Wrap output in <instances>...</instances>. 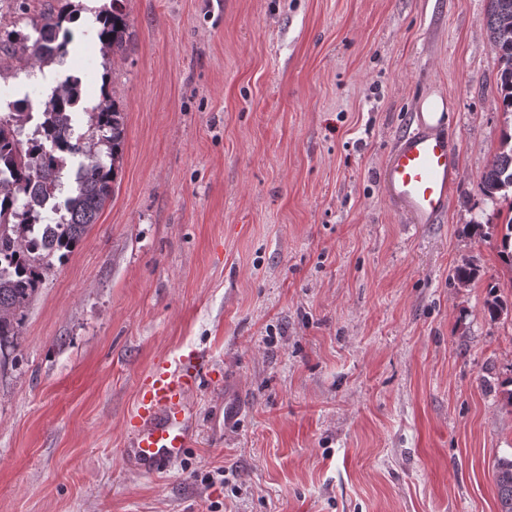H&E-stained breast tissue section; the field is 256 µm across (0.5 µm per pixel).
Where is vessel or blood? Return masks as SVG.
<instances>
[{
	"label": "vessel or blood",
	"instance_id": "obj_1",
	"mask_svg": "<svg viewBox=\"0 0 512 512\" xmlns=\"http://www.w3.org/2000/svg\"><path fill=\"white\" fill-rule=\"evenodd\" d=\"M415 127L396 144L382 170L388 192L405 207L413 223L434 224L448 210L450 191L459 181V154L443 119L414 116ZM210 360L194 350L176 363L156 364L142 379L126 428L123 454L138 471L162 474L194 438L193 413L186 402Z\"/></svg>",
	"mask_w": 512,
	"mask_h": 512
}]
</instances>
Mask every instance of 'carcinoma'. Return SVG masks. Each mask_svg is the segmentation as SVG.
Segmentation results:
<instances>
[{"instance_id": "cac0c4a2", "label": "carcinoma", "mask_w": 512, "mask_h": 512, "mask_svg": "<svg viewBox=\"0 0 512 512\" xmlns=\"http://www.w3.org/2000/svg\"><path fill=\"white\" fill-rule=\"evenodd\" d=\"M78 8L72 0L38 18L31 19L35 37L18 30L0 28V49L32 62L40 68L63 64ZM488 38L499 63V108L512 116V0H489ZM102 28L99 39L117 54L130 39L122 0H110L98 11ZM82 80L69 75L46 102L33 137L20 139L31 113L22 103H8L15 111L0 116V368L6 364L5 350L20 336L22 311L29 298L53 266L52 259L65 260L82 242L88 226L114 193L116 161L125 133V114L119 105L102 99L87 113L91 133L74 137L75 107L81 98ZM82 157L75 174V188L64 193L66 157ZM483 196L493 204H504L507 212L500 224H474L480 236L495 239L501 263L512 271V133L502 135L499 151L480 175ZM52 193L56 202L43 205V195ZM65 210L67 217L45 221L47 211ZM480 276L477 266L466 263L454 270V280L466 287ZM484 311L496 322L512 315V302L492 282ZM500 512H512V459L495 465Z\"/></svg>"}]
</instances>
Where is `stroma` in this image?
I'll use <instances>...</instances> for the list:
<instances>
[{"instance_id": "35a3bbf8", "label": "stroma", "mask_w": 512, "mask_h": 512, "mask_svg": "<svg viewBox=\"0 0 512 512\" xmlns=\"http://www.w3.org/2000/svg\"><path fill=\"white\" fill-rule=\"evenodd\" d=\"M80 0L64 66L0 52V101L126 113L115 191L25 309L0 372V512H498L512 281L479 177L507 127L488 0H125L106 54ZM443 103L462 174L415 224L383 187ZM484 277L454 283L465 262ZM206 351L198 437L165 475L123 460L156 363ZM488 288L484 311L489 316L490 321L496 322L501 319H508L512 315V302L501 293L500 283L491 282Z\"/></svg>"}]
</instances>
